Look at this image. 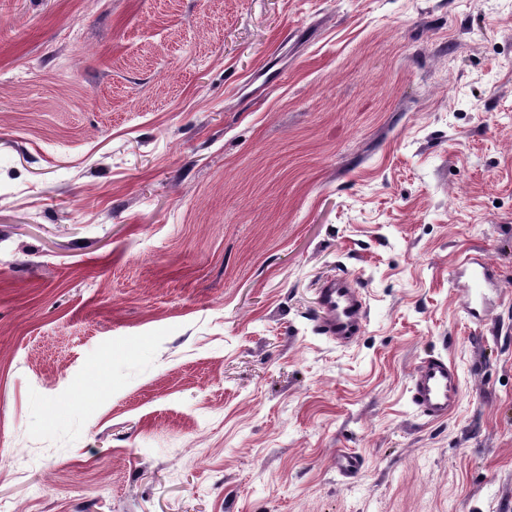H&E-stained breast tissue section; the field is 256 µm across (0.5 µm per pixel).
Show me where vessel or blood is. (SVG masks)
Segmentation results:
<instances>
[{"mask_svg":"<svg viewBox=\"0 0 512 512\" xmlns=\"http://www.w3.org/2000/svg\"><path fill=\"white\" fill-rule=\"evenodd\" d=\"M452 282L459 288L463 308L475 323H483L500 288L496 267L483 255L464 258ZM367 304L354 279L347 274L327 278L319 290L317 327L321 335L340 345L353 343L365 330ZM462 387L455 363L441 356H428L414 369L410 399L432 421L448 417L461 403Z\"/></svg>","mask_w":512,"mask_h":512,"instance_id":"b4317fda","label":"vessel or blood"}]
</instances>
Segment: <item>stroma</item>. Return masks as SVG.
Listing matches in <instances>:
<instances>
[{
	"mask_svg": "<svg viewBox=\"0 0 512 512\" xmlns=\"http://www.w3.org/2000/svg\"><path fill=\"white\" fill-rule=\"evenodd\" d=\"M1 504L512 512V0H0ZM452 282L460 288L463 308L476 324L483 323L500 288L497 268L482 254L465 257L456 267ZM367 304L348 274L327 278L319 290V333L340 345L353 343L365 330ZM409 392L412 403L427 419H446L462 398L456 364L441 356H428L415 367Z\"/></svg>",
	"mask_w": 512,
	"mask_h": 512,
	"instance_id": "stroma-1",
	"label": "stroma"
}]
</instances>
